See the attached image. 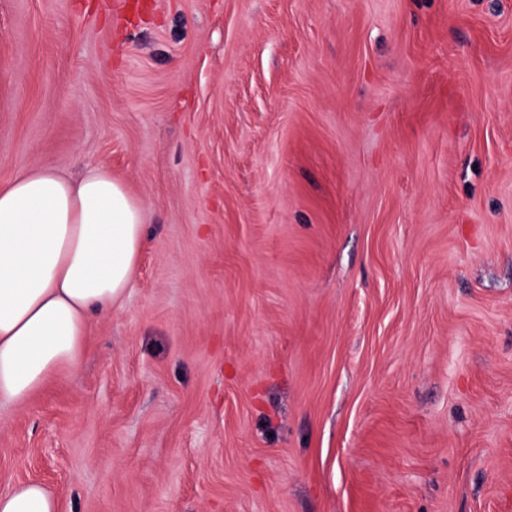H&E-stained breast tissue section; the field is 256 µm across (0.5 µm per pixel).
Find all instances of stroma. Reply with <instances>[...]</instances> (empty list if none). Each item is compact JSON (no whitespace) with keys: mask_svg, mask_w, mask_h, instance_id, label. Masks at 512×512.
Masks as SVG:
<instances>
[{"mask_svg":"<svg viewBox=\"0 0 512 512\" xmlns=\"http://www.w3.org/2000/svg\"><path fill=\"white\" fill-rule=\"evenodd\" d=\"M150 220L0 404L60 512H512V0H0V181Z\"/></svg>","mask_w":512,"mask_h":512,"instance_id":"35a3bbf8","label":"stroma"}]
</instances>
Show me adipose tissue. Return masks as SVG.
I'll return each instance as SVG.
<instances>
[{"mask_svg":"<svg viewBox=\"0 0 512 512\" xmlns=\"http://www.w3.org/2000/svg\"><path fill=\"white\" fill-rule=\"evenodd\" d=\"M149 215L100 161L75 178L24 165L0 184V402L76 369L90 312L111 313L133 282ZM58 510L36 482L0 492V512Z\"/></svg>","mask_w":512,"mask_h":512,"instance_id":"1","label":"adipose tissue"}]
</instances>
